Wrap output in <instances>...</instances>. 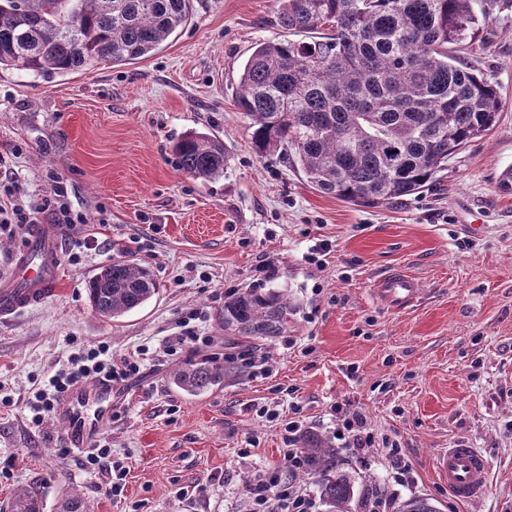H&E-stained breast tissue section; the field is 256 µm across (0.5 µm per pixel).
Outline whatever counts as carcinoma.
I'll use <instances>...</instances> for the list:
<instances>
[{"instance_id": "cac0c4a2", "label": "carcinoma", "mask_w": 512, "mask_h": 512, "mask_svg": "<svg viewBox=\"0 0 512 512\" xmlns=\"http://www.w3.org/2000/svg\"><path fill=\"white\" fill-rule=\"evenodd\" d=\"M277 0L281 27L301 40L260 41L239 77L236 105L249 120L255 152L298 165L317 190L360 206L417 195L448 161L498 122L495 85L468 61L496 0ZM190 0H0V67L44 81L99 62L123 65L153 55L189 18ZM173 151L187 176L217 180L227 169L224 142L188 131ZM146 268L115 260L88 282L91 308L114 319L156 293ZM293 305L279 288L224 295V335L262 342L288 331ZM218 358L190 363L172 386L198 396L223 384ZM308 478L326 512H351L354 486L336 449L305 436ZM10 512H42L36 487L14 492ZM58 512H89L74 491ZM398 512H437L427 498Z\"/></svg>"}]
</instances>
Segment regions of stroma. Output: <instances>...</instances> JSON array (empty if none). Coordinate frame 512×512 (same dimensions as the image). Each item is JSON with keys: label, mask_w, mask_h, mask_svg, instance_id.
Segmentation results:
<instances>
[{"label": "stroma", "mask_w": 512, "mask_h": 512, "mask_svg": "<svg viewBox=\"0 0 512 512\" xmlns=\"http://www.w3.org/2000/svg\"><path fill=\"white\" fill-rule=\"evenodd\" d=\"M186 25L153 56L96 64L46 82L0 70V197L24 208L52 198L62 179L83 223L61 239L59 284L43 304L0 323V512L19 485L36 486L43 512L76 489L93 512H241L248 475L275 464L284 446L256 411L298 403L304 430L332 438L333 404L361 413L374 435L366 452L339 449L363 497L368 477L389 476L385 441L414 472L401 499H433L439 512H512V195L498 186L512 166V0H498L475 65L503 100L497 126L469 143L422 193L382 207H357L314 189L276 156H258L235 105L241 69L259 41L292 39L275 0H191ZM218 132L229 164L223 178L182 174L172 147L186 131ZM97 237L98 252L70 261L74 240ZM332 244L322 266L308 247ZM147 267L157 295L113 321L96 314L87 282L103 265ZM284 289L294 312L284 336L260 346L228 341L217 326L228 287ZM392 269L416 277L418 302L377 304L375 280ZM222 354L249 347L268 356L267 376L233 367L221 388L197 397L172 390L184 352L125 386L101 433L129 469L122 496L61 453L52 418L34 424L29 392L71 351L101 342L127 353L179 335L195 310ZM292 397H283L284 389ZM252 446L248 459L239 448ZM481 449L489 486L461 503L436 477L444 448ZM205 493H197L196 485Z\"/></svg>", "instance_id": "1"}]
</instances>
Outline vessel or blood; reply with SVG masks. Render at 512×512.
<instances>
[{
	"label": "vessel or blood",
	"mask_w": 512,
	"mask_h": 512,
	"mask_svg": "<svg viewBox=\"0 0 512 512\" xmlns=\"http://www.w3.org/2000/svg\"><path fill=\"white\" fill-rule=\"evenodd\" d=\"M30 231L29 245L16 259L10 278L0 282V321L41 305L56 290L60 228L34 224ZM419 294L415 277L398 269L382 275L372 290L378 303L393 310L411 307ZM121 400L120 388L97 381L65 392L53 409L63 446L78 452L94 447ZM435 468L441 483L459 501L478 499L488 488L489 464L480 449H443L436 456Z\"/></svg>",
	"instance_id": "b4317fda"
}]
</instances>
